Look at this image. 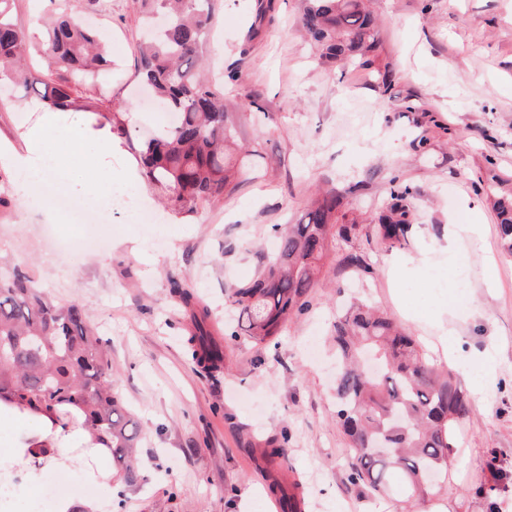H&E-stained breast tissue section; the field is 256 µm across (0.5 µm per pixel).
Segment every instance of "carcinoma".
Returning <instances> with one entry per match:
<instances>
[{"label": "carcinoma", "mask_w": 512, "mask_h": 512, "mask_svg": "<svg viewBox=\"0 0 512 512\" xmlns=\"http://www.w3.org/2000/svg\"><path fill=\"white\" fill-rule=\"evenodd\" d=\"M13 0H0V78L22 85L46 104L91 112L98 126L127 135L120 114L101 112L74 95L86 77L111 66L101 31L82 25L59 9L46 29L42 55L52 69L35 76L23 68L29 46L8 18ZM167 21L139 46V76L160 103L176 114L173 125L143 142L137 154L150 183L168 197L171 210L195 212L197 204L224 196L242 165L226 154L236 129L224 111V80L200 73L210 24L211 0H161ZM302 25L319 48L318 61L344 68L370 64L377 47L374 18L365 0H307ZM408 187L390 190V202L375 217L374 232L390 247L402 245L413 220ZM332 193L312 202L296 224L277 230L276 248L248 282L225 290L224 317L179 292L194 309L186 345L200 372L224 370L231 351L210 339L245 337L269 343L291 312L309 306L310 290L327 258L329 241L351 239L358 225L339 222ZM502 247L512 254V199L493 202ZM22 263L0 268V404L48 417L64 430L80 426L95 445L112 455V467L127 487L143 479L133 453L135 425L112 392V359L102 348L85 308L59 304L21 271ZM336 424L354 455L348 478L374 494L400 483L424 497L448 472L455 448L454 427L469 413V402L452 376L440 372L415 338L382 312L352 305L334 325Z\"/></svg>", "instance_id": "carcinoma-1"}]
</instances>
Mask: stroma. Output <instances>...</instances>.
Listing matches in <instances>:
<instances>
[{"instance_id": "stroma-1", "label": "stroma", "mask_w": 512, "mask_h": 512, "mask_svg": "<svg viewBox=\"0 0 512 512\" xmlns=\"http://www.w3.org/2000/svg\"><path fill=\"white\" fill-rule=\"evenodd\" d=\"M61 4L111 37V70L79 94L121 113L129 136L112 169L135 172L138 192L131 208L93 225L106 251L64 259L44 239L57 212L21 205L16 173L0 160V257L38 240L24 255L26 273L53 298L81 303L110 350L113 390L137 423L145 479L125 490L123 507L102 512H232L242 500L249 512H278L269 485L281 476L298 482L303 512H369L375 503L422 512L423 501L399 490L376 498L347 478L329 343L337 315L356 299L400 323L470 396L440 489L448 512H512V257L501 251L492 208L512 194V0H370L371 65L328 70L301 29L302 0H212L202 72L237 75L224 98L247 173L190 215L172 213L137 173L140 143L165 126L138 76L146 9L140 0H14L12 19L33 44ZM35 102L21 87L0 98L1 150L22 149L18 116ZM395 184L409 187L415 215L406 245L389 248L372 236L371 220ZM325 192L336 193L361 235L336 240L309 307L279 336L264 346L233 342L228 371L201 375L184 348L193 324L178 290L223 310L225 287L253 277L275 226L296 223ZM454 224L481 227L463 266L448 258ZM351 252L370 274L345 264ZM444 330L459 340L450 361L432 347ZM479 352L494 375L476 396L471 358ZM271 436L287 440L274 466L259 446ZM492 451L508 480L487 469ZM482 483L490 497L476 495ZM93 492L81 468H49L43 490L23 493L16 509L54 512L60 496Z\"/></svg>"}]
</instances>
